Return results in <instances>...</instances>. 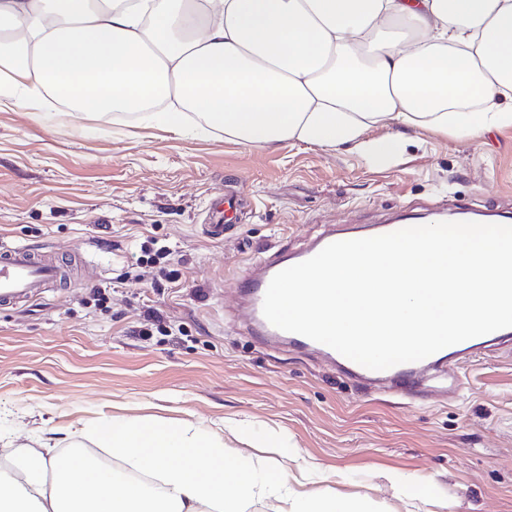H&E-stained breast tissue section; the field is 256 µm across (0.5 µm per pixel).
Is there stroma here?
Returning <instances> with one entry per match:
<instances>
[{"label": "stroma", "mask_w": 512, "mask_h": 512, "mask_svg": "<svg viewBox=\"0 0 512 512\" xmlns=\"http://www.w3.org/2000/svg\"><path fill=\"white\" fill-rule=\"evenodd\" d=\"M375 165L349 150L249 145L63 112L0 110V245L25 242L82 272L44 298L0 305V431L94 450L84 423H190L263 461L292 493L361 512H512V349L458 364V394L411 402L251 335L237 282L259 257L330 226L415 223L469 209L512 217V128L476 138L407 131ZM247 212L223 239L203 226L218 192ZM169 260L140 261L146 242ZM104 288L96 300L95 288ZM162 327L139 329L149 313ZM277 447H269V440Z\"/></svg>", "instance_id": "stroma-1"}]
</instances>
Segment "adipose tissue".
Returning <instances> with one entry per match:
<instances>
[{
    "instance_id": "obj_1",
    "label": "adipose tissue",
    "mask_w": 512,
    "mask_h": 512,
    "mask_svg": "<svg viewBox=\"0 0 512 512\" xmlns=\"http://www.w3.org/2000/svg\"><path fill=\"white\" fill-rule=\"evenodd\" d=\"M0 108L138 115L247 144L403 151L377 126L461 137L512 127V0H0ZM85 438L159 481L59 460L56 437L0 468V512H240L285 487L229 468L180 424L90 423Z\"/></svg>"
}]
</instances>
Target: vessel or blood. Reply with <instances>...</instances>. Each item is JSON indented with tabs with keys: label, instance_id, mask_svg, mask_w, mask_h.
I'll return each mask as SVG.
<instances>
[{
	"label": "vessel or blood",
	"instance_id": "obj_1",
	"mask_svg": "<svg viewBox=\"0 0 512 512\" xmlns=\"http://www.w3.org/2000/svg\"><path fill=\"white\" fill-rule=\"evenodd\" d=\"M221 202V209L213 213L205 226L207 235L213 239L223 238L225 223L230 220L232 212L240 207L238 198L231 194L222 195ZM358 236V231L351 227L323 232L292 257H285L278 252L267 255L258 263L254 274L239 282L238 291L247 303L249 319L259 340L266 344L285 345L295 350L314 353L336 369L361 379L393 383L395 392L425 400L432 397L434 391L423 382L421 375L424 371L454 365L462 359L512 339V328H504L447 347L424 360L375 371L347 359L326 345L296 333L282 331L265 319L262 312L263 299L275 274L288 268L289 264H297L313 257L330 243L353 240ZM63 276V265L48 253L26 244L0 249V304L28 303L43 295L46 289L56 286Z\"/></svg>",
	"mask_w": 512,
	"mask_h": 512
}]
</instances>
